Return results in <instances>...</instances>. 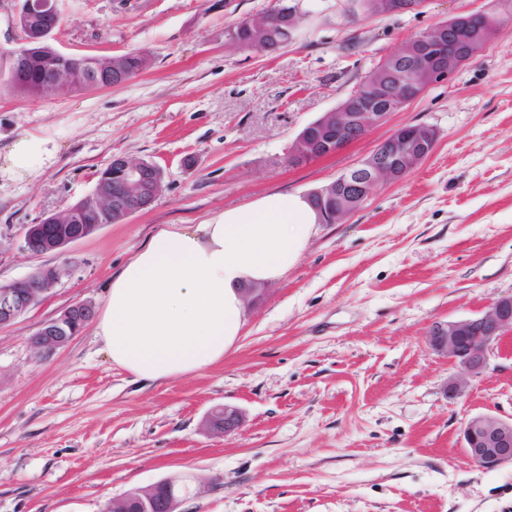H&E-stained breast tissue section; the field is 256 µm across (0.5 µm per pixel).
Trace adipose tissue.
Masks as SVG:
<instances>
[{
	"label": "adipose tissue",
	"instance_id": "adipose-tissue-1",
	"mask_svg": "<svg viewBox=\"0 0 512 512\" xmlns=\"http://www.w3.org/2000/svg\"><path fill=\"white\" fill-rule=\"evenodd\" d=\"M57 152L19 135L0 151V172L34 176ZM318 215L307 197L277 192L200 224H163L118 272L95 325L108 358L153 383L223 359L244 325V288L281 279L299 262Z\"/></svg>",
	"mask_w": 512,
	"mask_h": 512
}]
</instances>
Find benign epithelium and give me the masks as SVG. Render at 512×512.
Segmentation results:
<instances>
[{"label":"benign epithelium","mask_w":512,"mask_h":512,"mask_svg":"<svg viewBox=\"0 0 512 512\" xmlns=\"http://www.w3.org/2000/svg\"><path fill=\"white\" fill-rule=\"evenodd\" d=\"M426 0H372L375 16L417 12ZM458 42H445L443 30L418 35L408 49H399L400 58L380 70L377 78L346 105L326 112L301 131L290 148V160L301 165L335 155L353 143L354 135L382 124L387 116L401 110L429 88L451 80L468 60V51L490 39L487 32L471 25V16L451 19ZM19 48L7 52L14 67H24L37 51L38 43L50 37L52 27L22 30L14 24ZM436 131L425 124L396 129L374 154L343 172L335 180L310 195L326 224L343 222L382 183L396 182L415 169L431 153ZM159 165L153 161L117 157L97 180L92 195L83 202L94 211L109 212L125 220L151 205L159 192ZM37 225L25 235V247L33 254L60 251L89 236L78 230L50 243L33 242ZM60 266H44L24 279L0 284V327L9 324L46 298L64 274ZM87 303L67 308L59 317L44 323L37 332L38 352L49 354L72 340L93 317ZM512 333V295L503 296L482 314L448 322H437L427 336L430 348L445 355L468 374L479 375L489 368L493 348ZM239 411L224 407V421L207 419L217 432H228L240 424ZM463 448L474 464L493 468L512 464V418L482 413L469 418L462 429Z\"/></svg>","instance_id":"benign-epithelium-1"}]
</instances>
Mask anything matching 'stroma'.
Listing matches in <instances>:
<instances>
[{
  "label": "stroma",
  "instance_id": "1",
  "mask_svg": "<svg viewBox=\"0 0 512 512\" xmlns=\"http://www.w3.org/2000/svg\"><path fill=\"white\" fill-rule=\"evenodd\" d=\"M271 3L62 0L56 49L143 51L148 67L111 88L0 89L1 147L23 133L58 146L36 179H0V283L65 269L46 299L0 327V512H106L170 477L191 486L182 512H512V465L469 462L461 439L474 415L512 418V335L480 375L427 342L435 322L512 295V0H429L388 16L351 13L352 0H302L305 16L280 50L226 41L228 27ZM478 11L501 24L450 82L344 151L289 163L301 130L375 65ZM418 123L437 132L430 155L345 222L317 224L299 263L245 304L223 360L146 384L112 365L90 323L36 353L33 336L66 308L103 310L113 272L156 225L309 194ZM119 156L162 166L152 205L63 252L27 251V225L90 195ZM224 404L243 416L227 435L204 425Z\"/></svg>",
  "mask_w": 512,
  "mask_h": 512
}]
</instances>
